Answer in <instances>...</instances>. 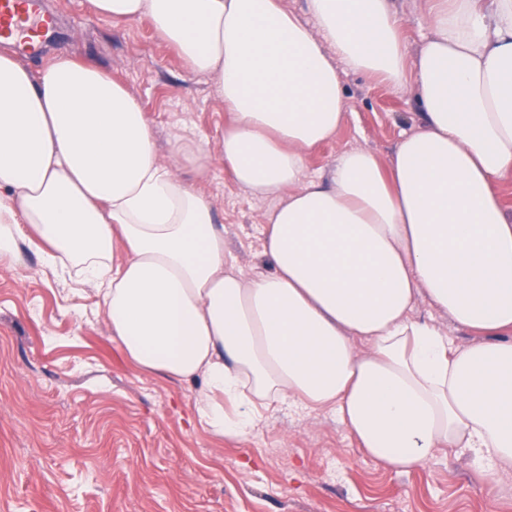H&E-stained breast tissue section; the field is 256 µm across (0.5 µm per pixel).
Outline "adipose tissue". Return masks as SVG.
<instances>
[{
  "mask_svg": "<svg viewBox=\"0 0 512 512\" xmlns=\"http://www.w3.org/2000/svg\"><path fill=\"white\" fill-rule=\"evenodd\" d=\"M149 18L210 77L229 120L224 165L257 198L271 272L228 263L210 203L159 157L135 98L96 67L31 69L0 48V262L17 242L73 267L140 371L201 381L199 423L243 439L292 401L330 409L363 453L426 465L442 447L512 466V0H425L406 60L392 0H86ZM361 71L413 93L423 124L388 164L309 154ZM480 335L460 347L413 320L418 295Z\"/></svg>",
  "mask_w": 512,
  "mask_h": 512,
  "instance_id": "ef3b65f1",
  "label": "adipose tissue"
}]
</instances>
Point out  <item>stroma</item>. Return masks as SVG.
I'll return each mask as SVG.
<instances>
[{
  "label": "stroma",
  "mask_w": 512,
  "mask_h": 512,
  "mask_svg": "<svg viewBox=\"0 0 512 512\" xmlns=\"http://www.w3.org/2000/svg\"><path fill=\"white\" fill-rule=\"evenodd\" d=\"M58 7L68 29L58 51L131 93L160 157L183 148L177 174L209 201L229 260L268 271L263 216L278 200L248 196L225 170L228 114L212 80L149 19L96 17L85 0ZM344 88L341 128L307 158V176L324 183L355 148L389 163L423 120L412 94L365 73L347 72ZM19 250L0 264V512H512V471L448 447L398 471L365 456L328 410L286 403L246 439L211 435L196 420V384L136 370L92 292ZM411 316L457 345L479 341L426 296Z\"/></svg>",
  "instance_id": "35a3bbf8"
}]
</instances>
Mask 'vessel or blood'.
<instances>
[{
    "instance_id": "b4317fda",
    "label": "vessel or blood",
    "mask_w": 512,
    "mask_h": 512,
    "mask_svg": "<svg viewBox=\"0 0 512 512\" xmlns=\"http://www.w3.org/2000/svg\"><path fill=\"white\" fill-rule=\"evenodd\" d=\"M53 26L39 0H0V38L15 39L23 48L37 49Z\"/></svg>"
}]
</instances>
